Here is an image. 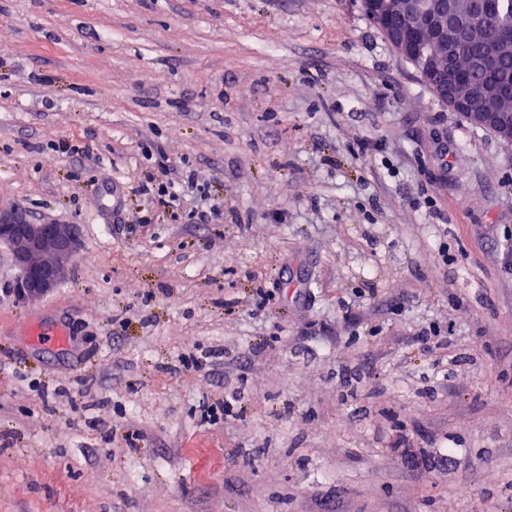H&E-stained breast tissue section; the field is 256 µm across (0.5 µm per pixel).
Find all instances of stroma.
<instances>
[{"instance_id": "stroma-1", "label": "stroma", "mask_w": 512, "mask_h": 512, "mask_svg": "<svg viewBox=\"0 0 512 512\" xmlns=\"http://www.w3.org/2000/svg\"><path fill=\"white\" fill-rule=\"evenodd\" d=\"M11 206L0 512H512V143L361 0H0ZM76 245L73 224L35 223L19 208L0 209V254L6 250L17 271L14 290L23 302L49 294L64 281Z\"/></svg>"}]
</instances>
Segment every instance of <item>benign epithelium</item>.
I'll list each match as a JSON object with an SVG mask.
<instances>
[{
    "label": "benign epithelium",
    "instance_id": "7a95c632",
    "mask_svg": "<svg viewBox=\"0 0 512 512\" xmlns=\"http://www.w3.org/2000/svg\"><path fill=\"white\" fill-rule=\"evenodd\" d=\"M422 19L414 16L409 0H363L367 16L379 20L384 37L402 57L413 61L423 81L470 124L487 128L512 143V110L499 104L488 80L474 81L476 71L491 74L500 53L512 42V30L500 32L484 53L461 59L457 47L481 32L480 15L487 0H475L476 9L460 11L454 0H427ZM425 41L431 51L414 59L415 46ZM77 230L72 224L35 223L16 207L0 209V253L7 252L17 271L15 294L25 302L56 289L66 278L76 255Z\"/></svg>",
    "mask_w": 512,
    "mask_h": 512
}]
</instances>
